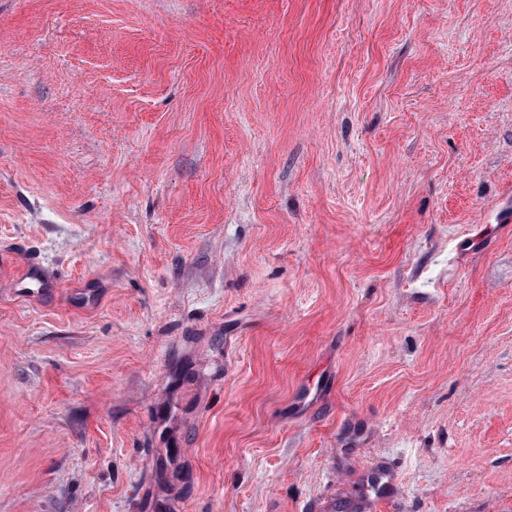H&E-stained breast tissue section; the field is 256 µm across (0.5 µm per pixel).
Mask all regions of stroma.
Masks as SVG:
<instances>
[{
  "instance_id": "35a3bbf8",
  "label": "stroma",
  "mask_w": 512,
  "mask_h": 512,
  "mask_svg": "<svg viewBox=\"0 0 512 512\" xmlns=\"http://www.w3.org/2000/svg\"><path fill=\"white\" fill-rule=\"evenodd\" d=\"M376 468L512 512V0H0V512Z\"/></svg>"
}]
</instances>
